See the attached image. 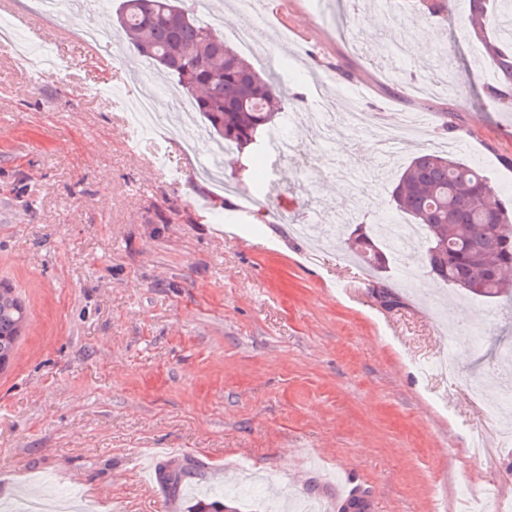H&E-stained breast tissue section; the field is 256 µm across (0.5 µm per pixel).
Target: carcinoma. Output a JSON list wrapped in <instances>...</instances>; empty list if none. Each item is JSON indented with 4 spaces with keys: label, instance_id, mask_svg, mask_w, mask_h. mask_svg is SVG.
Wrapping results in <instances>:
<instances>
[{
    "label": "carcinoma",
    "instance_id": "1",
    "mask_svg": "<svg viewBox=\"0 0 512 512\" xmlns=\"http://www.w3.org/2000/svg\"><path fill=\"white\" fill-rule=\"evenodd\" d=\"M504 2L469 0V10L473 33L496 68L489 97L507 107L512 105V37L487 39V30L499 26ZM116 22L141 56L192 97L224 143L242 152L273 130L288 131V113L278 107L275 79L215 36L182 0H121ZM492 195L491 182L479 167L440 152L412 158L390 195V208L423 231L421 263L426 272L487 299L512 289L503 276L512 268V200L492 208L487 205ZM388 225L384 220L358 224L348 237L353 253L376 273L378 297L386 305L393 303L384 283L388 254L401 244L381 232ZM27 319V307L15 288L0 282V371L10 366Z\"/></svg>",
    "mask_w": 512,
    "mask_h": 512
}]
</instances>
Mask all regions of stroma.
Segmentation results:
<instances>
[{"mask_svg": "<svg viewBox=\"0 0 512 512\" xmlns=\"http://www.w3.org/2000/svg\"><path fill=\"white\" fill-rule=\"evenodd\" d=\"M20 38L94 27L109 69L42 71L0 51V282L29 319L0 373V500L40 498L82 512H198L234 493L237 512H282L263 474L297 507L331 512L342 471L369 512H479L512 501V443L468 455L494 428L512 373V299L472 297L419 259L389 280L393 306L356 282L332 219L359 196V224L389 211L400 168L419 150L479 165L512 196V110L490 104L492 62L470 33L468 0L416 23L408 0L380 13L352 0H200L194 11L233 43L250 27L280 84L299 147L218 151L207 122L113 26L118 0L36 14L14 0ZM359 48L351 50L337 13ZM365 84L388 126L427 119L384 164L369 131L305 123L309 82ZM156 126L130 150L127 94ZM457 127L443 135V123ZM238 229L224 236L225 220ZM157 448L178 490L155 479Z\"/></svg>", "mask_w": 512, "mask_h": 512, "instance_id": "stroma-1", "label": "stroma"}]
</instances>
